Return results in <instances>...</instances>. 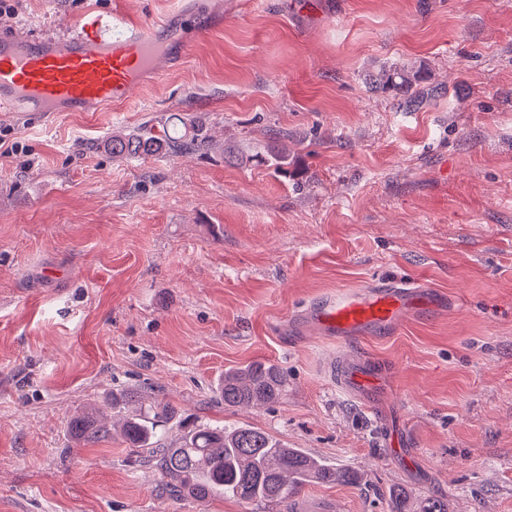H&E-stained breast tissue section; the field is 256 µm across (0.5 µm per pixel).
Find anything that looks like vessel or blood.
Instances as JSON below:
<instances>
[{
    "instance_id": "1",
    "label": "vessel or blood",
    "mask_w": 512,
    "mask_h": 512,
    "mask_svg": "<svg viewBox=\"0 0 512 512\" xmlns=\"http://www.w3.org/2000/svg\"><path fill=\"white\" fill-rule=\"evenodd\" d=\"M182 46L163 37L161 22L128 25L117 11L87 9L76 28L58 36L26 38L0 34V112L31 103L67 112H88L102 103L127 100L146 77L162 78ZM414 289L380 282L368 290H338L311 317L340 338L395 324L414 308ZM339 381L348 388L374 387L372 365L343 366Z\"/></svg>"
}]
</instances>
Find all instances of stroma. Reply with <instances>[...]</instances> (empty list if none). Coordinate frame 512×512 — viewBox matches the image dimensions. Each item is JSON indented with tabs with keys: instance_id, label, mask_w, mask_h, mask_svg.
Here are the masks:
<instances>
[{
	"instance_id": "obj_1",
	"label": "stroma",
	"mask_w": 512,
	"mask_h": 512,
	"mask_svg": "<svg viewBox=\"0 0 512 512\" xmlns=\"http://www.w3.org/2000/svg\"><path fill=\"white\" fill-rule=\"evenodd\" d=\"M92 6L170 19L188 50L126 102L0 115V512H280L176 501L120 440L75 447L70 416L131 387L361 475L298 512H388L400 487L407 512H512V0H20L0 28ZM403 63L442 86L410 110L367 80ZM173 114L223 153L104 151ZM395 279L441 300L348 340L308 314ZM254 361L285 396L225 407ZM346 361L379 386L342 388Z\"/></svg>"
}]
</instances>
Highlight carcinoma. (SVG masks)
Returning <instances> with one entry per match:
<instances>
[{
    "label": "carcinoma",
    "mask_w": 512,
    "mask_h": 512,
    "mask_svg": "<svg viewBox=\"0 0 512 512\" xmlns=\"http://www.w3.org/2000/svg\"><path fill=\"white\" fill-rule=\"evenodd\" d=\"M430 78L422 67L401 65L382 69L374 82L384 90L405 95L406 105L418 106L438 87L418 89ZM213 136L203 126H191L180 116L156 125L145 124L136 133L112 132L108 149L113 157L176 156L189 151L212 150ZM287 378L278 366L252 362L224 372L220 388L227 407L275 403L287 389ZM174 408L155 401L126 415L120 434L135 454L153 463L170 494L191 496L199 502L220 492L247 506L276 503L294 512V498L312 483L354 484L357 476L323 464L274 436L250 426H203L179 423L177 446H161L158 428L168 424ZM68 427L77 443L90 444L111 434L100 409L90 408L70 418Z\"/></svg>",
    "instance_id": "1"
}]
</instances>
